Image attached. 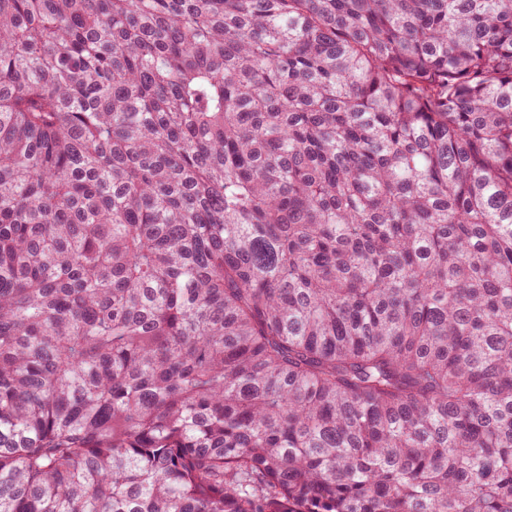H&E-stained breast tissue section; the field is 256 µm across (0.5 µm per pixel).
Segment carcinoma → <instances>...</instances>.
I'll use <instances>...</instances> for the list:
<instances>
[{
  "label": "carcinoma",
  "instance_id": "carcinoma-1",
  "mask_svg": "<svg viewBox=\"0 0 512 512\" xmlns=\"http://www.w3.org/2000/svg\"><path fill=\"white\" fill-rule=\"evenodd\" d=\"M0 512H512V0H0Z\"/></svg>",
  "mask_w": 512,
  "mask_h": 512
}]
</instances>
